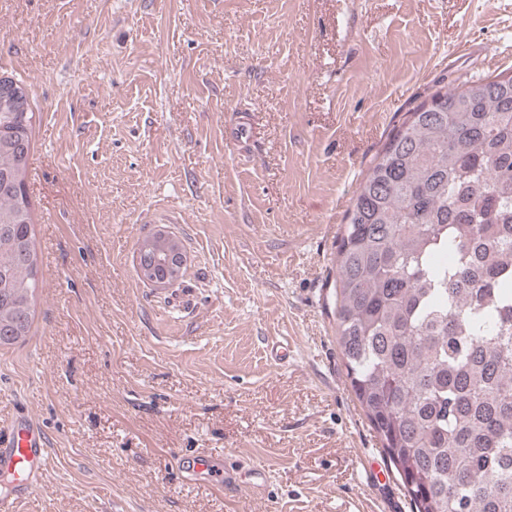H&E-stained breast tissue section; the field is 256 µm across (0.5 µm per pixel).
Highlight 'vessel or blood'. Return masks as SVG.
<instances>
[{
    "label": "vessel or blood",
    "instance_id": "obj_1",
    "mask_svg": "<svg viewBox=\"0 0 512 512\" xmlns=\"http://www.w3.org/2000/svg\"><path fill=\"white\" fill-rule=\"evenodd\" d=\"M51 456L41 429L20 417L0 424V474L10 479V492L0 497V512H12L14 499L37 487Z\"/></svg>",
    "mask_w": 512,
    "mask_h": 512
}]
</instances>
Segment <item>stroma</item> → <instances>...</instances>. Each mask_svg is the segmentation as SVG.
Returning <instances> with one entry per match:
<instances>
[{
	"instance_id": "obj_1",
	"label": "stroma",
	"mask_w": 512,
	"mask_h": 512,
	"mask_svg": "<svg viewBox=\"0 0 512 512\" xmlns=\"http://www.w3.org/2000/svg\"><path fill=\"white\" fill-rule=\"evenodd\" d=\"M510 71L512 0H0L42 259L0 420L52 457L13 512H411L336 341V242L405 112ZM160 225L168 288L135 265ZM157 240L166 242L162 260L158 259V252L154 249ZM186 264V256L181 243L164 229H158L143 239L136 252V265L141 278L153 285L156 284V267L162 266L165 271V279L161 283L175 282L183 272Z\"/></svg>"
}]
</instances>
